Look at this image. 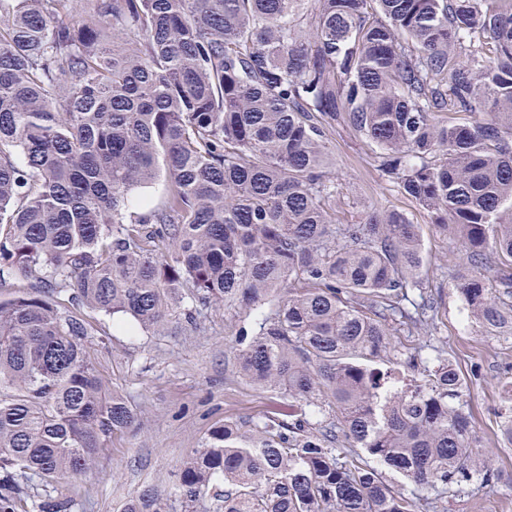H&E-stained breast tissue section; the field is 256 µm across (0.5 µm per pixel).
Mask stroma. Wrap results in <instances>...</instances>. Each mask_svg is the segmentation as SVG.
Here are the masks:
<instances>
[{
	"mask_svg": "<svg viewBox=\"0 0 512 512\" xmlns=\"http://www.w3.org/2000/svg\"><path fill=\"white\" fill-rule=\"evenodd\" d=\"M330 141L338 210L360 222L371 211L397 209L418 225L426 256L423 278L443 297L437 344L467 378L479 450L492 452L495 465L512 472V445L499 431L512 404L503 388L512 382V338L490 335L467 320L452 279L459 263L456 242L414 200L379 176L367 144L342 126ZM82 315L91 332V360L137 411L139 423L113 439L96 469L59 484L57 496L72 500L71 512H122L128 499L152 488L166 499L169 512H184L174 493V474L187 453L216 424L260 418L278 393L237 376L235 338L224 328L223 312L211 313L194 331L159 332H129L87 309ZM438 512H512V486L449 493Z\"/></svg>",
	"mask_w": 512,
	"mask_h": 512,
	"instance_id": "obj_1",
	"label": "stroma"
}]
</instances>
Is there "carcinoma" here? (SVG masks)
<instances>
[{
	"label": "carcinoma",
	"instance_id": "cac0c4a2",
	"mask_svg": "<svg viewBox=\"0 0 512 512\" xmlns=\"http://www.w3.org/2000/svg\"><path fill=\"white\" fill-rule=\"evenodd\" d=\"M339 124L457 240L470 316L511 336L512 273L486 272L512 265V0H0V288L21 285L0 301V512H71L55 485L139 420L81 308L143 330L222 308L238 376L283 397L191 450L186 512L218 482L213 512H437L512 483L475 450L460 370L392 340L434 335L442 296L405 213L336 217ZM162 174L163 205L129 211Z\"/></svg>",
	"mask_w": 512,
	"mask_h": 512
}]
</instances>
